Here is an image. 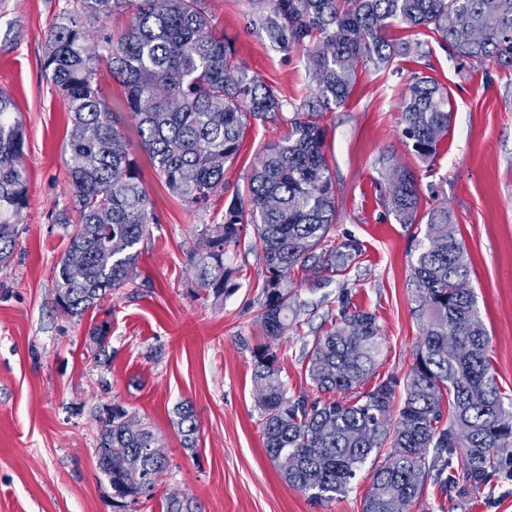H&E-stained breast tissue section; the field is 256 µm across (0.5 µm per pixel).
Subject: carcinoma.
Listing matches in <instances>:
<instances>
[{
	"mask_svg": "<svg viewBox=\"0 0 512 512\" xmlns=\"http://www.w3.org/2000/svg\"><path fill=\"white\" fill-rule=\"evenodd\" d=\"M486 0H266V24L294 44L308 45L316 85L291 117L288 132L264 146L251 174L247 198L231 202L223 223L205 241L196 277L206 296L224 297L229 280L224 253L252 224L266 275L258 285V312L266 337L287 335L297 314L285 288L291 273L309 267L342 274L360 256L348 239L331 244L336 189L323 153L326 110L350 95L357 66L391 68L411 51L386 37L399 23L426 29L461 60L512 69V0H495L498 23H484ZM130 11L117 36H101L102 52L84 45L86 24L112 12ZM43 68L71 113L67 172L78 224L57 265L58 309L82 317L135 273L140 243L154 221L120 121L100 87L108 73L123 91L140 145L167 187L186 206L206 210L224 193V168L234 161L247 116L267 118L282 110L277 93L251 75L224 43L202 0H79L47 35ZM448 92L432 77L415 75L402 101V133L417 157L431 161L448 136ZM13 99L0 91V264L19 234L17 218L28 205L29 175L23 164V124ZM387 202L402 224L416 223L415 179L397 164L387 172ZM446 207L427 215L424 241L411 261L421 341L404 386L397 418L390 416L395 380L363 390L381 343L376 316L339 297V321L313 338L306 370L318 393L344 400L288 395L271 345L255 355L254 380L264 447L284 480L325 501L343 493L372 456L374 466L363 512H394L423 493V473L448 490L463 481L486 485L501 456H512V399H504L491 374L488 333L470 286V261ZM78 265L75 279L69 266ZM110 324L93 327L95 360L107 356ZM183 446L196 447L198 425L190 405L176 408ZM451 424L442 425L444 415ZM96 457L111 489L112 505L125 509L150 498L166 457L153 431L119 405L98 417ZM432 460H427L428 451ZM165 512H197L191 499L172 494Z\"/></svg>",
	"mask_w": 512,
	"mask_h": 512,
	"instance_id": "1",
	"label": "carcinoma"
}]
</instances>
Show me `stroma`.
I'll use <instances>...</instances> for the list:
<instances>
[{
  "label": "stroma",
  "mask_w": 512,
  "mask_h": 512,
  "mask_svg": "<svg viewBox=\"0 0 512 512\" xmlns=\"http://www.w3.org/2000/svg\"><path fill=\"white\" fill-rule=\"evenodd\" d=\"M224 41L249 72L279 95L277 118L251 119L239 153L224 172V193L204 211L188 208L166 187L140 146L121 88L101 89L122 123L156 217L138 245L135 273L83 317L56 308L54 276L73 224L65 161L72 124L43 73L47 33L73 0H0V90L16 103L25 131L23 161L29 205L18 219L12 256L0 265V512H113L111 490L96 466L97 417L123 406L160 438L168 467L154 496L133 512H162L176 493L201 512H363L370 471L347 491L317 501L288 485L266 454L256 403L254 352L267 338L254 298L265 276L253 225L224 256L230 270L221 300L199 293L198 255L265 144L288 130L287 119L315 83L307 52L270 38L259 0H203ZM388 36L415 43L391 69H358L350 96L323 117L324 153L333 175L337 218L332 238L356 240L361 255L341 275L315 269L292 274L287 288L300 306L296 325L277 341L280 377L289 394H306L307 345L330 328L348 291L377 319L382 348L374 380L394 378L395 404L414 363L420 330L410 286L416 225L399 223L385 198L392 163L416 180L419 215L445 206L470 261V285L489 337L491 372L512 397V69L479 68L449 54L431 34L395 25ZM448 91V136L433 161L415 155L402 135L400 103L414 73ZM109 322L111 359L94 360L93 325ZM193 407L195 449L183 448L175 410ZM407 512H512V465L481 489L441 493L427 481Z\"/></svg>",
  "instance_id": "1"
}]
</instances>
